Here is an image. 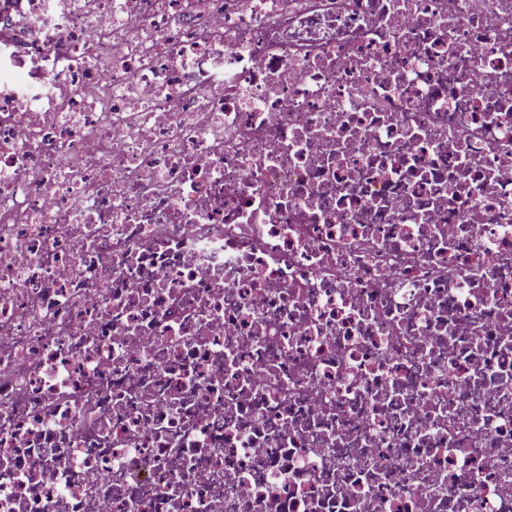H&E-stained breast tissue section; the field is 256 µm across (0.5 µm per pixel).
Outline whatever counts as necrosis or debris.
<instances>
[{"mask_svg": "<svg viewBox=\"0 0 512 512\" xmlns=\"http://www.w3.org/2000/svg\"><path fill=\"white\" fill-rule=\"evenodd\" d=\"M22 5L0 512H512V0Z\"/></svg>", "mask_w": 512, "mask_h": 512, "instance_id": "obj_1", "label": "necrosis or debris"}]
</instances>
